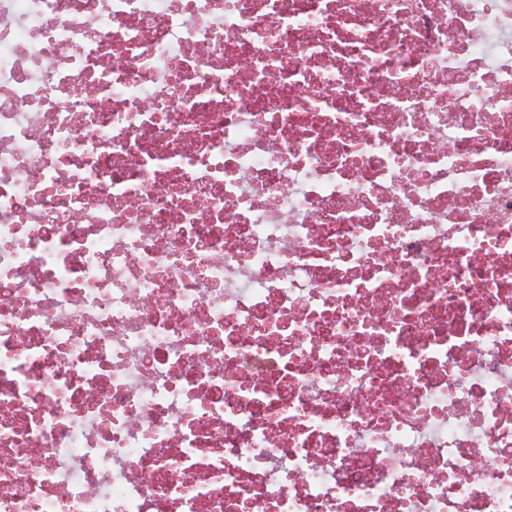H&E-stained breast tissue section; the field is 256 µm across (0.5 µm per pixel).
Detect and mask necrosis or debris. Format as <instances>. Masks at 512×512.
Wrapping results in <instances>:
<instances>
[{
    "label": "necrosis or debris",
    "instance_id": "necrosis-or-debris-1",
    "mask_svg": "<svg viewBox=\"0 0 512 512\" xmlns=\"http://www.w3.org/2000/svg\"><path fill=\"white\" fill-rule=\"evenodd\" d=\"M0 512H512V0H0Z\"/></svg>",
    "mask_w": 512,
    "mask_h": 512
}]
</instances>
